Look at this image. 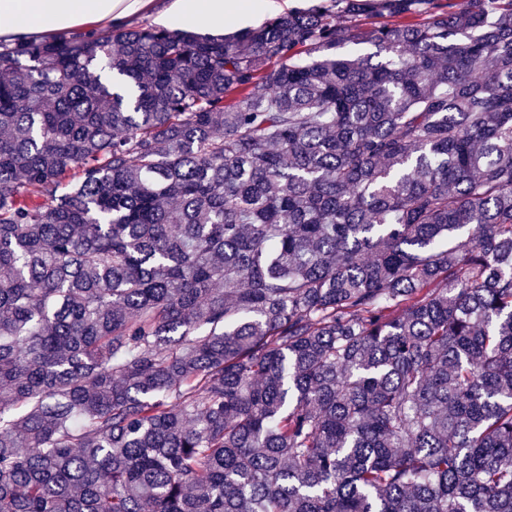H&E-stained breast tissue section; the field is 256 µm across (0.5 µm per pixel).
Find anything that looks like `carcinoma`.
<instances>
[{
    "mask_svg": "<svg viewBox=\"0 0 512 512\" xmlns=\"http://www.w3.org/2000/svg\"><path fill=\"white\" fill-rule=\"evenodd\" d=\"M0 512H512V0L1 43Z\"/></svg>",
    "mask_w": 512,
    "mask_h": 512,
    "instance_id": "carcinoma-1",
    "label": "carcinoma"
}]
</instances>
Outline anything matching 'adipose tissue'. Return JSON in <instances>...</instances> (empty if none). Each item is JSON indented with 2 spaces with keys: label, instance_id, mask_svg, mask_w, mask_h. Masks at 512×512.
<instances>
[{
  "label": "adipose tissue",
  "instance_id": "ef3b65f1",
  "mask_svg": "<svg viewBox=\"0 0 512 512\" xmlns=\"http://www.w3.org/2000/svg\"><path fill=\"white\" fill-rule=\"evenodd\" d=\"M278 8L277 0H170L159 11L154 0H0V41L49 39L77 29L93 33L144 14L167 30L220 38L225 26L254 23Z\"/></svg>",
  "mask_w": 512,
  "mask_h": 512
}]
</instances>
